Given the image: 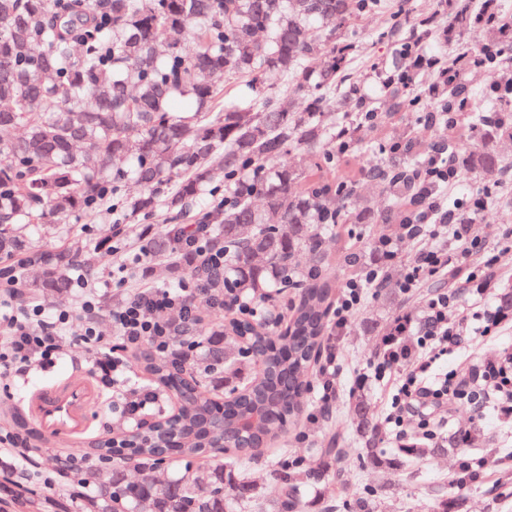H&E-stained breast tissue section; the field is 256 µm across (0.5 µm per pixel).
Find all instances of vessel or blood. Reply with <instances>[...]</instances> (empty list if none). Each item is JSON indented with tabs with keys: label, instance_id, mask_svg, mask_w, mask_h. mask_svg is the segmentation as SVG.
<instances>
[{
	"label": "vessel or blood",
	"instance_id": "b4317fda",
	"mask_svg": "<svg viewBox=\"0 0 512 512\" xmlns=\"http://www.w3.org/2000/svg\"><path fill=\"white\" fill-rule=\"evenodd\" d=\"M92 397V387L75 379L32 400L29 410L43 432L74 443L85 428L84 411Z\"/></svg>",
	"mask_w": 512,
	"mask_h": 512
}]
</instances>
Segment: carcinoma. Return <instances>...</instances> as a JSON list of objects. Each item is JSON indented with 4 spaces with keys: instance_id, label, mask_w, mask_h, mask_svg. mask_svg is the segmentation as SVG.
I'll return each instance as SVG.
<instances>
[{
    "instance_id": "cac0c4a2",
    "label": "carcinoma",
    "mask_w": 512,
    "mask_h": 512,
    "mask_svg": "<svg viewBox=\"0 0 512 512\" xmlns=\"http://www.w3.org/2000/svg\"><path fill=\"white\" fill-rule=\"evenodd\" d=\"M107 21L92 20V0H0V257L26 256L24 224H66L107 195L118 197V219L149 218L162 209L169 224L147 242L168 274H195L213 308L226 285L270 302L295 291L284 326L248 318L212 324L206 350L186 371L166 357L137 355L158 386L175 398L187 388L193 402L178 408L194 438L172 449L183 462L164 481L129 478L121 452L94 442L98 464L84 478L96 495L87 512H244L258 497L254 484L230 472L234 461L206 447L208 438L233 449L246 421L257 445L276 441L305 411L295 372L310 367L321 348L336 296L324 275L323 239L339 224H379L382 247L393 225H420L437 209L441 183L419 176L430 158L448 156V178L465 167L477 175L489 205L499 199L503 160L497 151L512 141V113L484 109L479 90L457 82L431 101L409 94L403 75L432 35L428 21L406 4L386 0H104ZM379 15L380 38L400 27L410 37L391 59L371 68L390 98L391 111L372 107L345 73L356 42L352 22ZM455 19L484 26L487 37L474 57L486 73L506 65L512 50L485 25L469 0H457ZM283 79L289 109L263 78ZM398 112H412L429 130L413 143L400 133L393 148L369 167L354 163L363 147L357 135L385 126ZM317 153L312 162L309 154ZM224 182V208L210 242L224 248V278L203 271L197 254L181 244L178 224L213 183ZM468 197L442 211L455 224L469 223ZM110 250L103 239L80 241L38 257L39 278L26 285L33 297L64 295L75 275L90 274ZM260 365L224 402L205 385L210 375ZM359 431L376 443L369 403L352 402ZM224 423L207 436L199 427ZM308 479L336 494V480L282 467L265 512L303 508ZM35 490L13 491L19 512H36Z\"/></svg>"
}]
</instances>
